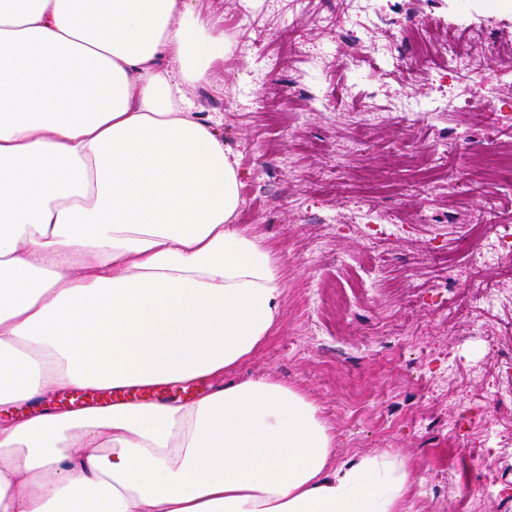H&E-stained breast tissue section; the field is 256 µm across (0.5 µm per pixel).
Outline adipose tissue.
<instances>
[{"label":"adipose tissue","instance_id":"1","mask_svg":"<svg viewBox=\"0 0 512 512\" xmlns=\"http://www.w3.org/2000/svg\"><path fill=\"white\" fill-rule=\"evenodd\" d=\"M231 43L191 0H0V512H410L273 376L190 402L58 391L218 377L283 311L239 155L185 97Z\"/></svg>","mask_w":512,"mask_h":512}]
</instances>
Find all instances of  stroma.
I'll return each instance as SVG.
<instances>
[{
    "instance_id": "35a3bbf8",
    "label": "stroma",
    "mask_w": 512,
    "mask_h": 512,
    "mask_svg": "<svg viewBox=\"0 0 512 512\" xmlns=\"http://www.w3.org/2000/svg\"><path fill=\"white\" fill-rule=\"evenodd\" d=\"M475 2L193 0L251 18L213 85L187 96L241 154L242 222L281 257L284 304L251 359L156 393L277 376L320 406L338 459L407 457L411 512H512V253L473 264L463 228L484 212L488 239L512 233V181L484 175L512 154V75L486 50L512 49V8ZM296 11L304 55L291 59ZM450 37L469 79L443 61Z\"/></svg>"
}]
</instances>
